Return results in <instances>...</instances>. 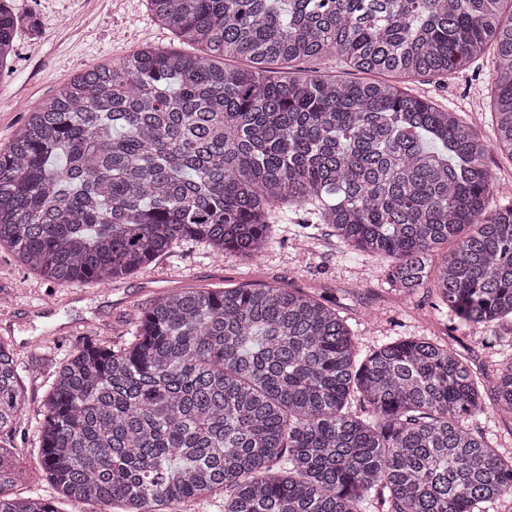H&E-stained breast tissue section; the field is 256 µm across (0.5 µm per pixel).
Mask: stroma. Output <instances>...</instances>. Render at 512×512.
<instances>
[{"label": "stroma", "mask_w": 512, "mask_h": 512, "mask_svg": "<svg viewBox=\"0 0 512 512\" xmlns=\"http://www.w3.org/2000/svg\"><path fill=\"white\" fill-rule=\"evenodd\" d=\"M34 28L17 38V54L0 71V150L8 148L28 112L76 72L132 54L143 44L167 48L176 40L156 23L148 0H13ZM494 52L484 54L447 80L406 85L408 92L464 115L482 137L492 135ZM296 224H281L271 248L245 263L213 257L188 242L129 278L83 288L55 286L0 246V319L14 324L25 408L8 442L22 467L20 491L68 504L42 476L36 452L37 422L49 382V360L64 361L83 337L127 339L142 309L157 295L179 288H252L265 284L312 288L338 306L358 341L370 347L396 336L448 337L447 317L425 293L399 301L385 291L386 268L350 253L327 228L301 247Z\"/></svg>", "instance_id": "1"}]
</instances>
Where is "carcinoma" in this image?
I'll return each mask as SVG.
<instances>
[{"label": "carcinoma", "mask_w": 512, "mask_h": 512, "mask_svg": "<svg viewBox=\"0 0 512 512\" xmlns=\"http://www.w3.org/2000/svg\"><path fill=\"white\" fill-rule=\"evenodd\" d=\"M512 0H149L192 51L146 45L75 74L0 151V245L63 288L122 280L183 241L253 260L279 213L311 216L387 263L491 348L512 343ZM0 0V68L20 19ZM495 49L494 139L398 83L443 79ZM44 476L74 512H486L512 454L474 422L512 413V361L474 368L427 336L368 350L312 291L181 288L122 342L81 340L51 366ZM25 397L0 340V512H57L12 491L4 446ZM316 67L319 68L318 70L320 72H328L329 74L336 75L343 79H351V78H358V79H378V80H389L391 79L389 76H376V75H362L359 73L352 74V72L341 66V64L334 59H329L326 61L321 62L319 65L314 64H307V65H299V68L293 67L292 71H295L294 69H306V68H312ZM488 164L494 174L491 184L492 202H507L512 198V162L501 155L492 153Z\"/></svg>", "instance_id": "1"}]
</instances>
